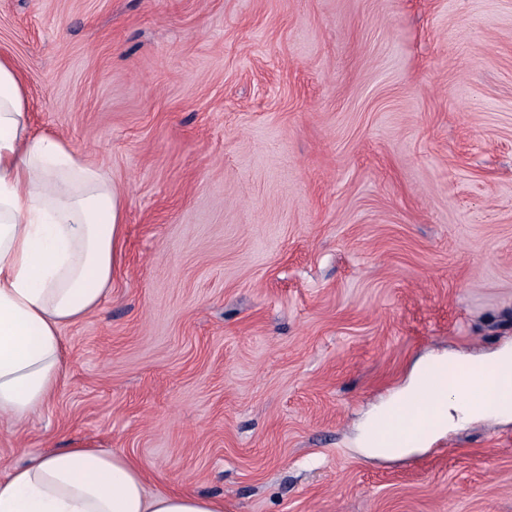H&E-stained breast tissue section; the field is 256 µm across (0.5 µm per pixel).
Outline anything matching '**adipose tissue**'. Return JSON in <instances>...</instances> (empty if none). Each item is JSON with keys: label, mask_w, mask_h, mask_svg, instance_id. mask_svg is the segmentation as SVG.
<instances>
[{"label": "adipose tissue", "mask_w": 512, "mask_h": 512, "mask_svg": "<svg viewBox=\"0 0 512 512\" xmlns=\"http://www.w3.org/2000/svg\"><path fill=\"white\" fill-rule=\"evenodd\" d=\"M121 192L64 140L33 132L26 91L0 58V418L36 415L64 379V325L97 310L112 285L124 227ZM370 422L363 445L392 458L453 422L512 418V350L461 370L438 360ZM143 469L109 448L30 456L0 478V512H224L218 495L149 490Z\"/></svg>", "instance_id": "ef3b65f1"}]
</instances>
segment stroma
Segmentation results:
<instances>
[{
  "label": "stroma",
  "mask_w": 512,
  "mask_h": 512,
  "mask_svg": "<svg viewBox=\"0 0 512 512\" xmlns=\"http://www.w3.org/2000/svg\"><path fill=\"white\" fill-rule=\"evenodd\" d=\"M32 128L124 198L65 380L0 474L87 444L224 512H512V421L366 417L512 346V0H0Z\"/></svg>",
  "instance_id": "1"
}]
</instances>
